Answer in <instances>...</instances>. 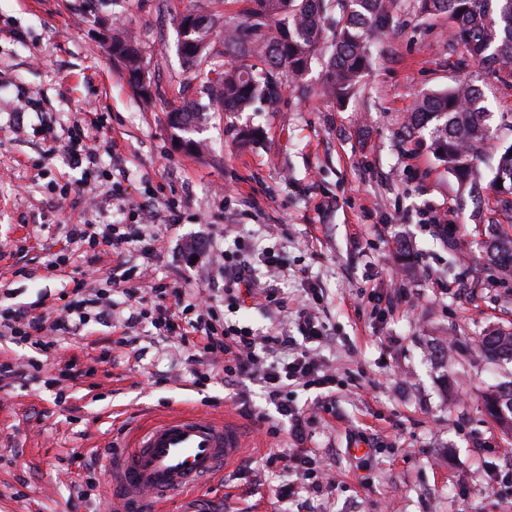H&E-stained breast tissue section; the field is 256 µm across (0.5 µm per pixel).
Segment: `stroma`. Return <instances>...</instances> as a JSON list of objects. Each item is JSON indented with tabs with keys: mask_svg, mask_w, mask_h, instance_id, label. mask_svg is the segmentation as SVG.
Segmentation results:
<instances>
[{
	"mask_svg": "<svg viewBox=\"0 0 512 512\" xmlns=\"http://www.w3.org/2000/svg\"><path fill=\"white\" fill-rule=\"evenodd\" d=\"M0 0V294L1 307L57 297L66 273H49L69 253L64 227L126 221L153 200V230L162 253H133L127 286L163 282L179 289L224 293L223 252L246 246L258 278L296 307L308 287L328 341L320 354L342 379L335 392L294 389L304 406L307 447L316 450L334 484L312 494L301 479L232 466L206 485L211 512H512V439L486 414L482 396L512 382V363L478 360L470 343L512 328V280L500 282L483 262L486 239L474 214L481 204L459 191L432 153L428 138L408 131L417 97L468 77L489 88L492 148L512 144V87L476 63L459 69L448 52V23L422 17L401 0L390 28L370 39L372 65L344 107L320 94L322 67L313 62L307 96L288 90L275 112L210 111L206 149H177L167 114L196 97L177 53L180 15L213 0ZM135 29L150 63L151 91L139 97L102 40L116 20ZM90 105L117 147L102 152L95 184L113 165L125 171L126 206L98 194L61 198L82 169L48 157L41 131L58 134ZM258 127L262 136L242 141ZM182 219L172 223L169 205ZM464 255L461 275L447 276L448 242ZM22 252H15L18 242ZM409 248L419 260L401 255ZM279 253L287 275L268 272L265 252ZM149 278H142V267ZM124 286V287H127ZM124 287L93 291L98 315L83 335L65 336L58 356L87 360L112 339L115 318L128 316ZM139 361L98 365L80 389L56 393L41 351L0 339L21 363L40 362L33 378L0 394V512H71L76 491L90 497L80 512H113L108 482L87 488L78 459H91L146 421L175 410L229 415L257 460L294 447L289 432L267 438L258 422L237 413L249 393L257 411L273 413L258 385L213 380L198 385L201 366L144 320L128 331ZM465 354L447 367L434 351L450 338ZM291 483L281 499L276 490Z\"/></svg>",
	"mask_w": 512,
	"mask_h": 512,
	"instance_id": "1",
	"label": "stroma"
}]
</instances>
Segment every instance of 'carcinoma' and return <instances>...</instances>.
I'll use <instances>...</instances> for the list:
<instances>
[{"label":"carcinoma","instance_id":"obj_1","mask_svg":"<svg viewBox=\"0 0 512 512\" xmlns=\"http://www.w3.org/2000/svg\"><path fill=\"white\" fill-rule=\"evenodd\" d=\"M242 20L230 23L204 7L183 15L177 46L184 48L188 78L199 81L208 103L168 112L176 135L189 129L211 108L224 112L277 109L290 88L306 94L303 84L316 55L324 58L323 94L343 106L370 68L369 36L382 29L398 10V0H244ZM420 14L448 19V50L488 66L498 82L512 84V0H412ZM112 47L127 54L128 73L144 69L140 40L112 30ZM224 56L211 66L214 53ZM484 88L469 79L426 95L416 102L410 128L425 131L437 159L446 164L459 190L470 195L493 193L496 208L486 231L491 260L499 274L512 278V144L497 157L493 177L485 181L479 167L489 127ZM489 363L512 360V331L494 330L477 340ZM486 412L512 433V385L487 392Z\"/></svg>","mask_w":512,"mask_h":512}]
</instances>
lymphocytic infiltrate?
I'll return each mask as SVG.
<instances>
[{"label":"lymphocytic infiltrate","instance_id":"1","mask_svg":"<svg viewBox=\"0 0 512 512\" xmlns=\"http://www.w3.org/2000/svg\"><path fill=\"white\" fill-rule=\"evenodd\" d=\"M45 137L50 141V153L64 152L70 163L84 173H93L99 167L98 148L86 134L82 122H74L66 138H58L50 131ZM151 209V202L139 204L131 212L130 223L122 226L67 225L66 238L80 245L87 256V265H96L105 256L111 258L110 278L116 284L123 282L128 245L138 244L141 255L147 259L159 256L164 248L162 238L151 232L146 222ZM258 291L268 305L287 309V301L279 297L275 289H259L251 266L242 254H225V302L233 307L243 295ZM61 299L57 306H19L0 311V335L46 353L54 350L59 336L84 330L90 322L86 280H75ZM146 317L165 336L191 350L194 360L205 366L206 377L223 379L228 385L247 379L257 383L265 401L277 412L276 417L263 415L259 418L269 437H278L285 421L290 423L296 439H303L305 435V417L289 403V387L329 392L336 386L335 369L326 364L317 350L327 338L313 304L302 305L296 312L299 337L289 336L284 327L258 336L248 326L226 323L219 306L204 304L200 294L192 295L159 282L137 297L127 322L132 325ZM262 468L292 471L305 480L307 490L315 493L324 487V470L315 450L310 448L269 454L263 459Z\"/></svg>","mask_w":512,"mask_h":512}]
</instances>
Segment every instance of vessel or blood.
Segmentation results:
<instances>
[{
	"instance_id": "b4317fda",
	"label": "vessel or blood",
	"mask_w": 512,
	"mask_h": 512,
	"mask_svg": "<svg viewBox=\"0 0 512 512\" xmlns=\"http://www.w3.org/2000/svg\"><path fill=\"white\" fill-rule=\"evenodd\" d=\"M244 451L236 427L178 412L148 425L126 451L104 458L116 512H163L223 474Z\"/></svg>"
}]
</instances>
